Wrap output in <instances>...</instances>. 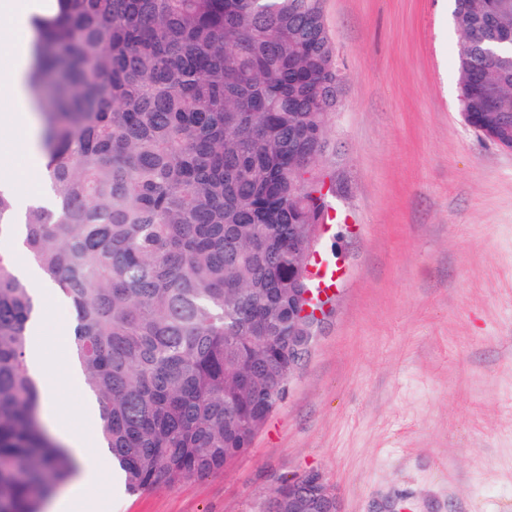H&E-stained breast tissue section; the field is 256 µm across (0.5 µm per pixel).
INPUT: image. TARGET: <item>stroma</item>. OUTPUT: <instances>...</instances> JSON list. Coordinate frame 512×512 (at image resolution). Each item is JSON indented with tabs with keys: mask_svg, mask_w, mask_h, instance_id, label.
I'll use <instances>...</instances> for the list:
<instances>
[{
	"mask_svg": "<svg viewBox=\"0 0 512 512\" xmlns=\"http://www.w3.org/2000/svg\"><path fill=\"white\" fill-rule=\"evenodd\" d=\"M343 76L319 163L341 275L280 407L223 470L71 512H265L321 474L342 512H512V151L465 124L448 0H323ZM44 321L57 411L80 395Z\"/></svg>",
	"mask_w": 512,
	"mask_h": 512,
	"instance_id": "stroma-1",
	"label": "stroma"
}]
</instances>
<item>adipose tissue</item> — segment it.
<instances>
[{
    "mask_svg": "<svg viewBox=\"0 0 512 512\" xmlns=\"http://www.w3.org/2000/svg\"><path fill=\"white\" fill-rule=\"evenodd\" d=\"M34 0H0V45L10 44L12 51L0 62V102L8 107L7 119L17 131L15 140L0 143V182L7 185L19 205H26L36 196L35 190L21 183L23 173L40 179L44 159L36 140L35 107L27 83L29 45L33 31L28 25V16ZM27 359L30 368L38 377L41 411L51 421L53 437L66 446L79 463V471L64 493L52 502L47 512H66L68 506L85 497L88 488L100 480V452H88L84 440L56 412L59 381L46 369L43 350L39 344L29 345Z\"/></svg>",
    "mask_w": 512,
    "mask_h": 512,
    "instance_id": "ef3b65f1",
    "label": "adipose tissue"
}]
</instances>
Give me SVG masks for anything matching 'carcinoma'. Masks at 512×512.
Masks as SVG:
<instances>
[{
	"mask_svg": "<svg viewBox=\"0 0 512 512\" xmlns=\"http://www.w3.org/2000/svg\"><path fill=\"white\" fill-rule=\"evenodd\" d=\"M460 109L512 145V68L477 52L512 0H455ZM51 193L28 261L75 311L98 435L137 493L223 470L285 398L304 248L343 83L322 0H54L31 17ZM0 192V512L76 471L26 363L34 309Z\"/></svg>",
	"mask_w": 512,
	"mask_h": 512,
	"instance_id": "carcinoma-1",
	"label": "carcinoma"
}]
</instances>
